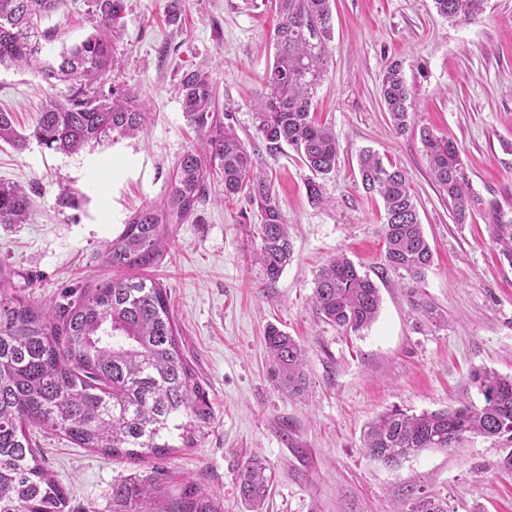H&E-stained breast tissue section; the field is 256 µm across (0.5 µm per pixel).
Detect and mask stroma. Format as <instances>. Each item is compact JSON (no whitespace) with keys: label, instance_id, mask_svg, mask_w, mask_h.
Listing matches in <instances>:
<instances>
[{"label":"stroma","instance_id":"obj_1","mask_svg":"<svg viewBox=\"0 0 512 512\" xmlns=\"http://www.w3.org/2000/svg\"><path fill=\"white\" fill-rule=\"evenodd\" d=\"M168 0H128L120 42L122 78L148 100L146 131L101 139L78 153L25 151L0 142V182L28 192L29 223L0 224V272L12 293L42 307L69 288L110 279L105 247L129 218L161 204L178 158L202 147L172 90L177 73L208 64L220 102L270 180L289 226L294 253L275 284L244 251L257 210L246 199L224 201L208 184L195 218L175 225L160 263L143 272L171 295L182 350L202 378L215 421L198 447L159 464L134 463L81 448L64 435L37 430L47 467L68 492L72 512H112V486H153L157 505L187 483L216 497L224 512H248L238 482L259 457L272 484L262 512H412L411 492L446 503L448 512H512V439L469 436L454 451H426L396 469L366 457L367 422L393 408L411 414L455 405L469 372L489 367L512 375V265L500 259L481 218L454 223L448 199L430 174L420 128L457 142L472 191L512 215V0H486L479 21L453 25L432 0H332L334 35L317 88L316 115L339 143L328 202L311 205L309 175L291 147L269 154L256 133L253 105L273 62L271 0H184L180 24H169ZM86 0H64L46 18V52L58 53L92 31ZM400 62L411 91L412 126L397 135L380 97V75ZM46 83L0 68V108L27 133ZM408 173L433 261L414 289L431 313L413 306L396 275H382L381 201L362 189L363 148ZM72 192L78 208L56 204ZM345 253L376 278L381 308L357 333L322 321L312 304L319 267ZM304 346L308 394L282 395L269 375L268 324Z\"/></svg>","mask_w":512,"mask_h":512}]
</instances>
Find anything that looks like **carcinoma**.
Returning a JSON list of instances; mask_svg holds the SVG:
<instances>
[{
	"instance_id": "1",
	"label": "carcinoma",
	"mask_w": 512,
	"mask_h": 512,
	"mask_svg": "<svg viewBox=\"0 0 512 512\" xmlns=\"http://www.w3.org/2000/svg\"><path fill=\"white\" fill-rule=\"evenodd\" d=\"M330 2L276 0L274 59L263 78L265 93L255 106L256 130L269 152L285 143L310 172L306 191L313 204L324 202V182L338 163L335 133L314 116L316 88L333 36ZM484 3L433 0L436 13L452 23L477 20ZM62 4L0 0V66L26 67L51 87H66L62 97L42 102L28 135L17 131L11 112L0 109V141L18 151L34 141L70 154L114 132L132 136L147 128L145 100L120 81L127 0H87V14L97 22L94 32L45 57L43 43L52 34L40 23ZM176 89L187 121L204 133L206 146L177 160L161 206L141 208L107 243L105 260L117 274L71 292L53 308L0 287V512H69L68 493L45 466L31 436L33 427L59 431L81 448L140 463L195 448L212 427L215 411L182 352L167 289L146 277L123 274L149 269L162 259L170 227L192 219L204 202L209 172L221 175L224 199L244 194L256 206L260 244L249 259L262 267L268 283L279 279L292 257L277 194L254 173V157L229 123L230 105H224V118H219L210 71H184ZM380 96L394 131L406 133L411 93L399 62L383 69ZM420 142L455 223L481 216L499 256L512 266V216L471 190L456 142L426 128L420 130ZM358 170L365 192L383 204V270L403 280H420L433 253L405 171L371 149L360 151ZM30 216L29 195L16 184L0 182V224H26ZM312 303L323 321L357 333L376 320L380 289L340 253L318 270ZM264 341L275 387L289 398L304 396L308 375L300 342L272 324ZM468 384L481 404L466 398L445 410L409 415L395 409L379 415L364 432L365 455L396 468L424 451L456 448L469 435L511 437L512 376L475 368ZM238 480L251 512H259L271 484L264 462L251 458ZM112 503L117 505L113 512H223L217 498L193 483L158 509L147 488L121 481L112 485ZM413 512H447V506L419 496Z\"/></svg>"
}]
</instances>
